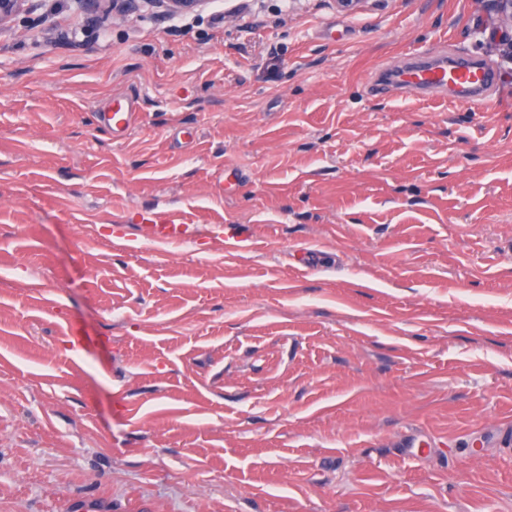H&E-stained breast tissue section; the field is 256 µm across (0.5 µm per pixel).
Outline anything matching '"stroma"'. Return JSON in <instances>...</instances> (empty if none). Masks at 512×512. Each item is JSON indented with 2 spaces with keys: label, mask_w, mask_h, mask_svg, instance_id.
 Returning a JSON list of instances; mask_svg holds the SVG:
<instances>
[{
  "label": "stroma",
  "mask_w": 512,
  "mask_h": 512,
  "mask_svg": "<svg viewBox=\"0 0 512 512\" xmlns=\"http://www.w3.org/2000/svg\"><path fill=\"white\" fill-rule=\"evenodd\" d=\"M498 41L487 0L0 30V512H512ZM439 45L498 71L486 108L371 90ZM140 117L132 100L119 97L113 101L112 112H104L101 121L112 133L123 131L134 125ZM157 224H148L152 231V240L159 243H175L188 238L192 224H176L171 215L154 216ZM210 235L224 246V251L226 252L244 251L249 249L252 245V241L249 238L238 235L233 229H228L227 226L223 227L222 224L211 225Z\"/></svg>",
  "instance_id": "1"
}]
</instances>
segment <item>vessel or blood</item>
I'll list each match as a JSON object with an SVG mask.
<instances>
[{"label": "vessel or blood", "instance_id": "1", "mask_svg": "<svg viewBox=\"0 0 512 512\" xmlns=\"http://www.w3.org/2000/svg\"><path fill=\"white\" fill-rule=\"evenodd\" d=\"M374 80L380 89L391 88L404 94L435 96L463 106L482 107L487 103V91L497 83V76L483 60L451 57L445 48L439 47L428 53L407 55L397 67L376 73ZM139 117L134 102L119 97L111 111L102 114L101 120L117 132L134 125ZM151 231L153 241L175 243L187 239L189 227L164 215L157 217ZM210 234L228 251H244L252 245L249 238L220 224L212 225Z\"/></svg>", "mask_w": 512, "mask_h": 512}]
</instances>
